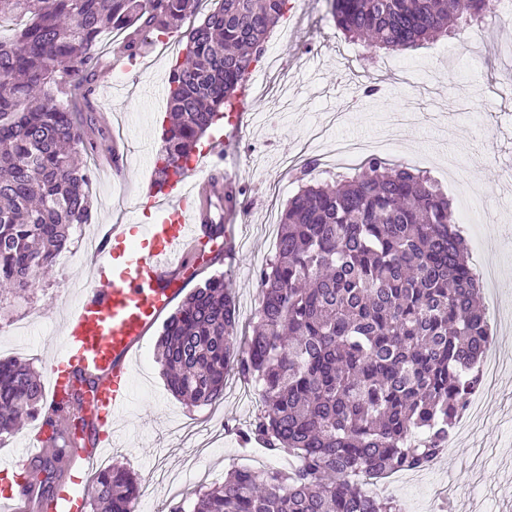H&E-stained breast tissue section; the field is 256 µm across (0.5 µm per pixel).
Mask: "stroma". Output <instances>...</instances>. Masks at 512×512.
<instances>
[{"instance_id": "obj_1", "label": "stroma", "mask_w": 512, "mask_h": 512, "mask_svg": "<svg viewBox=\"0 0 512 512\" xmlns=\"http://www.w3.org/2000/svg\"><path fill=\"white\" fill-rule=\"evenodd\" d=\"M290 19L297 27L275 47L277 71L264 82L250 74L245 84L247 129L226 147L220 165L240 186L231 229L242 250L237 269L215 263L210 271L223 274L232 289L240 324L252 319L260 291L255 270L276 243L277 227L264 223L261 210L271 201L276 211H283L299 186L295 174L284 172L282 160L300 152L316 128L326 144L339 137H383L389 116L399 112L418 115L399 136L404 150L451 152L464 164L463 179L480 184L481 221L462 226L469 260L478 271L493 268L500 278L512 281V73L488 62L506 43L504 27L464 20L449 37L399 53L421 84L443 77L441 94L434 100L419 87L402 83L399 72L385 69L389 56L384 51L345 41L325 0H297ZM477 33L486 36L487 61L450 64L451 54ZM175 61V54L144 44L134 73L123 79L116 71H103L101 80L111 91L91 101L94 110L112 114L110 125L89 133L97 146L108 143L115 126L127 130L123 174L89 186L91 224L113 223L116 205L124 204L128 239L134 243L141 240V225L158 218L143 202L141 187L150 180L161 148L157 123L167 115V77ZM371 82L379 92L368 98L363 91ZM70 251L66 264L40 274L34 299L0 313V358L14 357L42 371L62 347L64 321L78 302L71 284L78 279L89 288L100 284L81 245L72 244ZM155 343V336H148L132 363L123 438L100 461L104 467L124 464L136 474L143 512H166L167 502L156 498L154 489L174 473L192 490L223 481L229 470L248 467L257 457L267 467H287V454L271 456L261 447L240 445L236 431L257 412L259 397L247 394L234 375L225 378L221 410L233 432L223 445L209 444L205 428L190 435L179 429L177 420L202 418L208 409L170 392L156 361ZM511 484L512 373H507L491 394L481 427L461 440L452 456H441L394 494L407 512H512V494L506 492Z\"/></svg>"}]
</instances>
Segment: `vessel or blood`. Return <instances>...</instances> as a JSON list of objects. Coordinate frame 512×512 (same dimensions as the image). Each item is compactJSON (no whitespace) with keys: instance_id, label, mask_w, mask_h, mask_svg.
Masks as SVG:
<instances>
[{"instance_id":"obj_1","label":"vessel or blood","mask_w":512,"mask_h":512,"mask_svg":"<svg viewBox=\"0 0 512 512\" xmlns=\"http://www.w3.org/2000/svg\"><path fill=\"white\" fill-rule=\"evenodd\" d=\"M214 172L192 179L190 183L148 182L143 191L160 211L158 220L142 225L149 243L148 253L127 252L123 242L126 227L108 224L102 227L103 247L88 259L90 266L112 265V283L106 288L87 290L70 313L64 328V347L49 365L51 391L60 396L75 372L95 380L86 391L82 411L88 422L84 441L71 450V465L79 475H87L101 454L98 435L117 433L118 421L125 415L130 400V366L148 331L172 305L190 282L203 273L211 258L203 253L205 241L203 217L184 207L187 197L207 204L216 192ZM200 254L198 265L189 267L184 259ZM44 427L29 435V449L23 457L0 463V470L16 472L28 461L55 450ZM87 487L60 490L51 503V512H84ZM30 494L25 486L0 495V512H29Z\"/></svg>"}]
</instances>
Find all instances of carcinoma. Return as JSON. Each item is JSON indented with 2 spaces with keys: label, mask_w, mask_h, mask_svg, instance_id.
<instances>
[{
  "label": "carcinoma",
  "mask_w": 512,
  "mask_h": 512,
  "mask_svg": "<svg viewBox=\"0 0 512 512\" xmlns=\"http://www.w3.org/2000/svg\"><path fill=\"white\" fill-rule=\"evenodd\" d=\"M201 0H0V20L28 18L0 40V306L28 299L37 273L68 248L90 218L94 153L85 91L106 28L141 40L164 36L200 13ZM289 0H221L185 31L184 59L170 69L169 126L157 180L179 181L201 136L237 111L247 75L263 59ZM336 28L352 42L402 51L482 22L491 0H332ZM231 190L211 202L208 244L224 237ZM260 300L252 336L237 340L238 315L224 275L192 289L164 323L157 362L170 391L189 403L224 399L228 370L258 391L261 409L242 444L283 451L298 466L238 468L201 487L193 509L169 512H401L362 477L420 470L435 461L480 385L487 336L478 277L456 228L448 193L427 173L371 157L363 171L300 186L280 216L273 254L255 271ZM76 385L49 415L37 372L0 359V436L43 417L49 438L79 442L87 422ZM63 450L22 471L37 512L63 485ZM138 481L125 466L97 473L92 512H131Z\"/></svg>",
  "instance_id": "carcinoma-1"
}]
</instances>
